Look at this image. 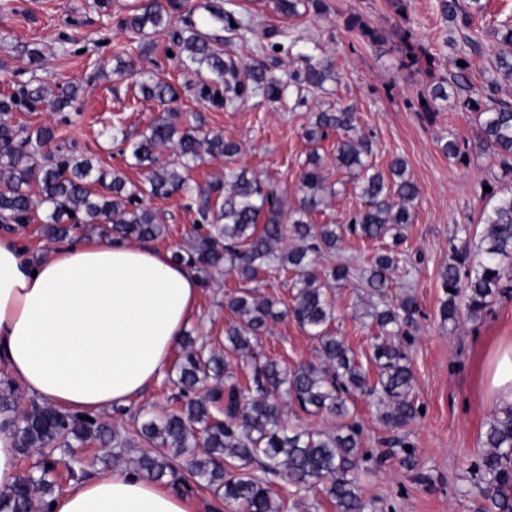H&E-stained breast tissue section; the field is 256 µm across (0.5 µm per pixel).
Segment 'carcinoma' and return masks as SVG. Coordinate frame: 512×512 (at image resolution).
Masks as SVG:
<instances>
[{
    "label": "carcinoma",
    "instance_id": "1",
    "mask_svg": "<svg viewBox=\"0 0 512 512\" xmlns=\"http://www.w3.org/2000/svg\"><path fill=\"white\" fill-rule=\"evenodd\" d=\"M310 2L316 5L319 0H276V9L286 17H297L299 6ZM473 3L480 0L468 4L439 0L442 16L462 31L453 70L435 76V55L417 45L411 31L403 28L396 31L401 67L433 78L428 93L420 96V111L432 114L439 102L452 99L475 112L474 144L512 169V102L498 96L499 80L512 82V24L493 29L497 52L492 73L483 89L475 90L470 79L471 55L481 51L482 42L478 33L470 31ZM186 4L187 0H135L129 4L130 14L121 19V26L136 36V45L120 48L112 74L120 78L138 75L142 97L161 106V115L125 148L127 165L145 170L144 184L135 185L119 171L109 173L96 167L93 159L68 152L63 147L65 139L52 126L29 131L5 119L14 111L33 112L43 103L60 113L79 110L78 86L68 84L53 94L40 80H20L10 94L0 98V219L6 224L24 222L39 204L46 209L43 233L51 242L70 239L85 224L92 225L101 237L155 240L164 234L165 226L154 210L139 203V196L145 192L160 198L197 196L200 226L193 228L194 242L188 250L173 252V258L195 272L203 284L211 270L222 268L242 286L224 300L231 314L224 329V351L199 345L189 335L182 337L173 382L178 389L173 398L181 407L141 423L139 433L153 449L137 458L134 473L160 481L174 475L175 459L181 457L201 488L242 512H288V499L273 496L274 486L293 487L298 493L316 489L334 504L336 512H375V502L363 496L357 483L360 464L382 465L390 458L406 463L414 455L406 450L412 442L404 436L394 437L377 455L362 447L359 425L347 422L348 401L357 395L370 399L380 420L393 428L420 416V407L411 396L413 372L407 354L419 309L411 295L396 305L381 300L366 309L365 316L381 335L370 354L378 369L377 378L372 379L345 340L335 334L336 305L329 285L340 286L357 278L370 295L384 296L389 276L404 261L400 246L406 225L413 223L411 206L418 187L399 155L391 159L385 172L374 166V136L359 132L352 107L338 106L315 113L303 137L315 145L336 132V169L350 175L360 207L342 224L313 222L330 195L323 159L314 149L302 166L297 206L288 213V224H282L283 202L277 190L234 164L238 144L178 121L176 89L135 69L134 58L144 52V39L165 34L179 50L180 63L200 78V98L226 107L257 92L276 101L287 85L321 90L332 74L331 64L306 52L300 39L285 30L272 29L267 33L271 42L260 47L261 53L267 55L285 44L298 63L285 85L268 76L261 60L241 64L234 54L219 47L220 38L202 32L195 23L175 25L173 13ZM208 12L205 24L220 25L233 36L242 29L224 6L213 5ZM346 27L369 43L381 38L378 30L358 17L348 19ZM460 61L464 65H458ZM441 150L459 163L469 162L466 142L453 138ZM206 155L224 157V181L202 189L192 184L190 171ZM106 180L108 193L92 191L93 184ZM482 221L485 228L477 257L471 256L468 244H456L458 237L449 240L450 261L440 272L439 315L445 323H456L462 317L475 319L498 296L512 291L506 276L512 268V193L500 197ZM287 235L295 241L289 248L283 246ZM349 237L381 242L383 248L367 262L341 258L321 271L315 269L319 259L335 255ZM290 271L296 274L291 306L247 287L262 276L275 279ZM288 316L318 342L320 357L319 362L302 364L290 372L263 356L259 345L269 325ZM225 351L249 367L247 379L240 380L230 369ZM211 380L215 381L212 386ZM283 394L309 415L338 420L336 430L287 427L280 401ZM16 400L15 386L8 383L0 388V429L10 430L19 453L37 448L46 459L39 474H19L14 488L0 496V512H44L47 500L62 490L53 451L88 443L124 447L118 433L94 416L77 415L47 402H33L18 414ZM199 446L207 449L204 459L195 455ZM482 446L486 451L476 465L483 480L484 505L479 512H512V405L498 409L489 420Z\"/></svg>",
    "mask_w": 512,
    "mask_h": 512
}]
</instances>
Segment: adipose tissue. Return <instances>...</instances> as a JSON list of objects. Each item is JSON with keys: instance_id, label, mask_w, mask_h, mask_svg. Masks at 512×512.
<instances>
[{"instance_id": "obj_1", "label": "adipose tissue", "mask_w": 512, "mask_h": 512, "mask_svg": "<svg viewBox=\"0 0 512 512\" xmlns=\"http://www.w3.org/2000/svg\"><path fill=\"white\" fill-rule=\"evenodd\" d=\"M200 289L194 272L145 243L69 241L35 258L2 234L0 368L75 413L128 406L168 366ZM483 385L512 405V340L491 353ZM54 501V512H188L183 495L122 471L70 483Z\"/></svg>"}]
</instances>
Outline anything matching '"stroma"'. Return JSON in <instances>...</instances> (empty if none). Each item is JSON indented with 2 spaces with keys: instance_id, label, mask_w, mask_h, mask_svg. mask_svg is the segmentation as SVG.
<instances>
[{
  "instance_id": "obj_1",
  "label": "stroma",
  "mask_w": 512,
  "mask_h": 512,
  "mask_svg": "<svg viewBox=\"0 0 512 512\" xmlns=\"http://www.w3.org/2000/svg\"><path fill=\"white\" fill-rule=\"evenodd\" d=\"M128 2L112 0L104 12L95 0H0V95L11 93L14 81L32 77L52 89L79 86L80 113L64 118L41 107L13 113L12 124L61 126L74 154L97 158L105 170L123 171L136 182L139 170L128 168L108 131L116 123L130 133L144 130L159 108L142 98L135 79L111 73L116 49L133 38L119 24ZM481 4L471 18L473 27L482 31L483 48L472 56L470 68L478 90L497 49L493 28L512 23V0H481ZM353 15L382 33L383 41L371 44L349 32L345 21ZM234 16L246 31L227 48L243 62L256 58L268 29L282 28L300 37L317 58L330 61L332 78L323 90L309 93L307 105L298 109L291 101L272 103L259 94L224 108L200 99L198 76L172 56V45L164 34L151 37L138 64L177 87V110L183 121L236 142L241 148L239 164L273 184L284 207L296 203L300 172L310 150L302 132L316 112L353 106L359 128L375 133L376 167L386 169L395 154L406 159L407 173L419 188L412 208L414 222L407 227L404 243L414 268L408 274L399 270L391 274L384 298L394 305L411 295L419 307L408 350L413 395L422 413L402 428L415 447L414 466H403L392 458L381 468L361 469L362 492L374 500L376 512H474L478 496L472 471L482 451L486 423L497 410L496 403L480 390L479 368L494 342L512 339V296L499 297L479 318L445 324L438 314L443 296L439 273L448 261V241L457 227L470 225V243L479 245L483 232L479 217L491 207L493 193L512 190V176L475 148L466 165L442 153L448 139L472 138L475 115L445 103L431 116L418 111L417 98L427 92L430 79L425 73L401 68L395 31L410 29L419 43L432 47L440 75L451 67L460 34L444 20L437 0H408L402 17L388 0H321L320 8L302 9L294 18L277 13L272 0H235ZM31 49L40 52L39 66L29 62ZM333 145L330 139L319 145L323 175L335 190L325 211L315 217L319 224L343 223L359 205L346 174L336 168ZM147 205L166 227L154 247L169 252L188 248L197 219L195 204L175 195L150 199ZM237 285L224 272H213L187 327L197 341L215 347L223 343L228 319L224 296ZM333 295L337 335L358 357H365L373 331L361 318L362 289L350 284L334 289ZM260 344L266 356L290 369L318 359L316 341L290 319L271 324ZM168 396V390L157 384L145 398L131 403L130 414L103 413L105 423L128 444L118 455L97 444L87 448V474L109 476L131 470L136 457L150 449L137 435L133 415L142 410L162 415L171 407Z\"/></svg>"
}]
</instances>
